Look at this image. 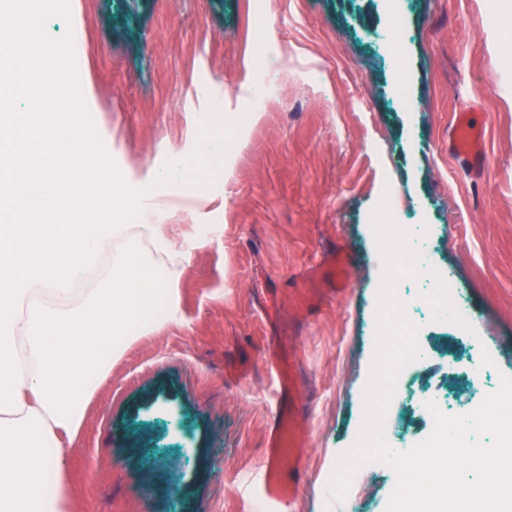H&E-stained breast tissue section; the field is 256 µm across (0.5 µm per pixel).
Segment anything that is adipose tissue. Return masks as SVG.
Masks as SVG:
<instances>
[{
	"mask_svg": "<svg viewBox=\"0 0 512 512\" xmlns=\"http://www.w3.org/2000/svg\"><path fill=\"white\" fill-rule=\"evenodd\" d=\"M55 100H25L0 117V141L26 137L0 170V204L54 214L60 232L47 238L28 224L0 226V512H67L69 449L95 382L121 347L143 335L154 302L172 293L171 270L182 252L142 211L141 193L112 191L109 169L74 125L55 119ZM43 160L28 177L31 159ZM109 284L83 277L110 246ZM78 295L81 308L67 307Z\"/></svg>",
	"mask_w": 512,
	"mask_h": 512,
	"instance_id": "adipose-tissue-1",
	"label": "adipose tissue"
}]
</instances>
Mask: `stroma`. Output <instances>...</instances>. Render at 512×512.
I'll list each match as a JSON object with an SVG mask.
<instances>
[{
  "instance_id": "1",
  "label": "stroma",
  "mask_w": 512,
  "mask_h": 512,
  "mask_svg": "<svg viewBox=\"0 0 512 512\" xmlns=\"http://www.w3.org/2000/svg\"><path fill=\"white\" fill-rule=\"evenodd\" d=\"M28 51L58 43L48 94L73 88L114 177L152 198L173 150L193 152L204 116L256 113L225 143L224 201L202 180L171 190L151 223L188 253L178 321L129 341L98 381L70 446L71 512H266L242 481L265 462L267 423L288 376L305 433L306 479L286 512H386L384 464L334 494L325 477L382 401L402 437L429 421L379 399L375 350L390 273L372 217L423 224L435 267L476 314L466 332L424 328L418 389L472 413L512 377V65L493 0H406L399 85L381 41L389 0H46ZM485 128L472 176L448 151L457 112ZM360 254L344 294L301 306L302 273L332 246ZM487 367L469 382L471 366Z\"/></svg>"
}]
</instances>
